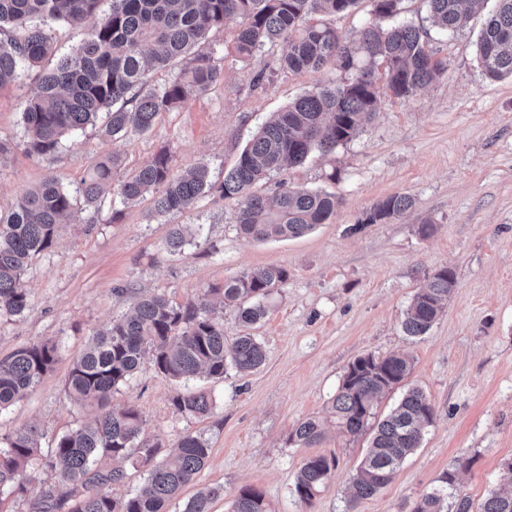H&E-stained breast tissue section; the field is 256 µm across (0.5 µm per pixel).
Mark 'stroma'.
Listing matches in <instances>:
<instances>
[{
	"label": "stroma",
	"mask_w": 512,
	"mask_h": 512,
	"mask_svg": "<svg viewBox=\"0 0 512 512\" xmlns=\"http://www.w3.org/2000/svg\"><path fill=\"white\" fill-rule=\"evenodd\" d=\"M496 0H483L461 31L433 25L426 0H403L401 20L428 34L445 68L417 96L401 100L381 90L374 120L346 144L312 154L260 183L273 195L279 183L325 189L342 199L329 223L299 238L256 241L236 229L235 201L216 195L192 209L153 215L150 200L100 212L77 208L57 242L33 258L25 281L30 306L22 317L0 320V358L52 341L58 359L27 395L0 412V441L23 426L36 427L41 450L89 421L94 405L66 394L73 360L96 330L120 319L136 294L154 292L182 304L241 273L278 265L288 279L268 301L259 322L242 326L224 312V334L256 336L265 361L224 378L175 382L144 359L129 382L113 393L115 406L140 411L146 434L166 460L187 433L201 435L210 456L195 482L168 506L183 512L198 488L218 489L212 512H230L241 488L263 492L269 512H346V490L364 455L368 435L339 430L329 406L343 374L358 357L402 353L411 358L408 385L423 390L435 409L419 448L391 482L363 500L358 512H411L420 495L444 472L457 470V488L472 502L502 489L501 466L512 461V78L485 77L477 35ZM240 19L230 18L207 45L224 59V79L180 108L161 113L152 130L120 141L87 127L58 153L28 156L17 144L21 113L32 96L31 79L0 88V140L11 143L0 157V209L12 207L29 187L47 177L76 190L91 167L111 154L119 175L145 163L160 149L176 167L203 163L213 181L224 178L252 134L273 112L312 88L335 80L336 71H290L278 61L284 45L265 46L248 58L235 51ZM263 74L261 87L251 80ZM416 205L378 224L363 218L375 203L395 194ZM433 225L429 236L421 224ZM175 224H198L200 237L179 253L165 240ZM448 267L456 287L424 336L404 334L406 310L427 275ZM205 391L212 410L196 418L172 401L187 390ZM325 422L315 448L290 441L304 419ZM318 453L336 460L328 486L312 504L293 493L304 460ZM25 496H0V512H36L34 505L56 484L45 465L26 471Z\"/></svg>",
	"instance_id": "1"
}]
</instances>
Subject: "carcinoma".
<instances>
[{
	"instance_id": "obj_1",
	"label": "carcinoma",
	"mask_w": 512,
	"mask_h": 512,
	"mask_svg": "<svg viewBox=\"0 0 512 512\" xmlns=\"http://www.w3.org/2000/svg\"><path fill=\"white\" fill-rule=\"evenodd\" d=\"M100 0H0V33L11 27L19 35L0 36V87L30 73L38 80L21 120L24 130L17 147L33 156L55 153L65 136L94 126L105 116L102 134L114 141L129 130L145 133L159 113L181 106L224 79V61L205 50L209 36L238 17L242 25L235 49L249 57L268 44L283 42V67L318 71L327 63L345 75L300 96L259 128L242 149L237 162L224 171V180L211 182L207 166L182 171L172 154L160 150L136 172L115 180L117 154L96 163L71 192L52 177L25 190L14 206L0 211V319L18 318L29 307L24 275L31 260L52 249L60 225L78 204L99 212L113 192L123 205L153 196V212L166 215L191 209L207 194L236 199V230L256 240L300 237L336 215L339 198L319 190L278 186L269 197L254 190L260 182L287 166L299 165L314 151L328 154L351 140L375 115L380 76L385 65L386 87L398 98H409L431 83L444 69L428 48L424 33L404 22L384 26L370 23L354 41L342 39L333 28L311 21L312 16L349 10L356 0H111L109 12L98 18L93 34L51 68L54 56L51 23L77 25L95 15ZM403 0H375L381 19L401 13ZM435 25L457 31L467 25L471 6L481 0H428ZM477 40L479 61L493 80L512 76V0H498ZM187 66L159 88L149 85L153 69ZM415 200L393 194L376 203L364 223L376 224L409 211ZM200 229L182 224L170 229L166 248L180 252ZM288 279V271L269 265L241 273L208 289L197 299L177 305L163 294L139 297L126 317L93 333L74 360L67 394L94 403L100 412L91 421L61 436L47 457L40 456L41 434L32 426L14 432L0 446V494L27 493L25 471L41 461L58 480L71 488L86 489L71 512H166L169 502L195 479L209 458L202 436L187 433L178 441L173 458L156 461L158 445L142 437L143 420L133 405L113 406L112 393L137 372L151 356L160 373L188 382L203 373L222 378L227 369L247 373L263 364L262 343L249 334L237 336L232 346L224 341V322L213 314V297L237 310L244 325L266 315L264 300ZM455 288V273L444 267L427 277L414 294L403 321L408 336L426 334ZM57 346L44 342L23 347L0 359V412L20 401L49 371ZM412 361L398 354H368L352 362L331 399L330 412L345 433L363 431L374 416V401L408 378ZM180 412L207 415L212 404L203 392L173 400ZM434 418V407L416 387L407 389L398 405L373 427L368 450L353 474L347 495L348 512L392 479L398 466L420 447L424 427ZM323 436L319 420L300 422L290 440L304 448ZM116 466L95 468L102 457ZM133 460L147 467L143 484L130 497L117 501L110 487L125 478L120 463ZM336 459L312 455L301 466L294 493L311 504L327 487ZM218 491L197 492L184 512H211ZM231 512H268L261 491L245 487ZM412 512H512V492L492 491L478 506L458 493L456 472L448 471L440 484L424 492Z\"/></svg>"
}]
</instances>
